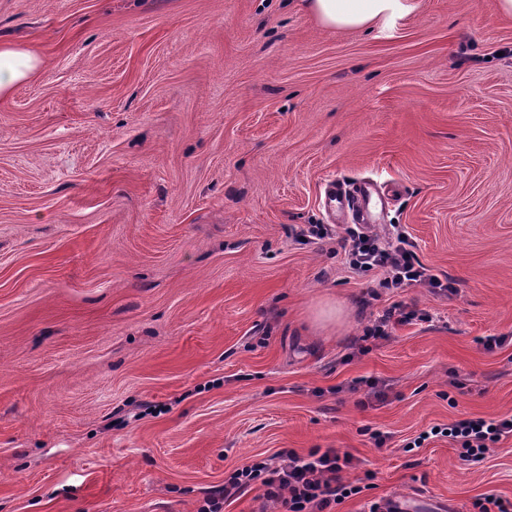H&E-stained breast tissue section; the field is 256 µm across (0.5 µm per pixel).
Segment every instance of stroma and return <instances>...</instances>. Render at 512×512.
<instances>
[{"mask_svg":"<svg viewBox=\"0 0 512 512\" xmlns=\"http://www.w3.org/2000/svg\"><path fill=\"white\" fill-rule=\"evenodd\" d=\"M414 3L366 32L297 0H0L44 62L0 98V512H199L312 448L358 460L335 512L512 501V436L465 463L429 434L512 415V17ZM363 179L453 293L297 242ZM396 305L428 319L359 353Z\"/></svg>","mask_w":512,"mask_h":512,"instance_id":"obj_1","label":"stroma"}]
</instances>
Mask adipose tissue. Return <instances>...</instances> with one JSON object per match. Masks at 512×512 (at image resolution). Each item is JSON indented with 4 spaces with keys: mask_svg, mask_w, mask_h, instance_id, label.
Returning a JSON list of instances; mask_svg holds the SVG:
<instances>
[{
    "mask_svg": "<svg viewBox=\"0 0 512 512\" xmlns=\"http://www.w3.org/2000/svg\"><path fill=\"white\" fill-rule=\"evenodd\" d=\"M303 5L323 25L347 30L387 22L403 8L401 0H303ZM41 67L42 60L36 53L0 41V97L32 79Z\"/></svg>",
    "mask_w": 512,
    "mask_h": 512,
    "instance_id": "adipose-tissue-1",
    "label": "adipose tissue"
}]
</instances>
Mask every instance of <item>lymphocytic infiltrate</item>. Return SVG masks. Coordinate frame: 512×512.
Instances as JSON below:
<instances>
[{
  "mask_svg": "<svg viewBox=\"0 0 512 512\" xmlns=\"http://www.w3.org/2000/svg\"><path fill=\"white\" fill-rule=\"evenodd\" d=\"M296 236L302 242L313 237L335 238L351 269L361 273L382 271V287L420 285L436 294L448 293L451 288L448 280L429 273L419 262L405 233L384 241L361 224L346 226L340 233L333 232L327 224H310L297 231ZM440 433L459 442L461 460L475 462L483 458L490 444L512 435V417L456 420L441 428ZM353 460L350 453L342 454L333 448H313L304 455L280 451L236 469L223 486L209 492L199 512H222L224 504L239 499L256 483L263 487L265 501L280 504L284 512H329L362 491L361 486L342 477L344 470L352 468Z\"/></svg>",
  "mask_w": 512,
  "mask_h": 512,
  "instance_id": "1",
  "label": "lymphocytic infiltrate"
}]
</instances>
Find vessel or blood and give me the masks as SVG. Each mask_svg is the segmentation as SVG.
<instances>
[{
  "mask_svg": "<svg viewBox=\"0 0 512 512\" xmlns=\"http://www.w3.org/2000/svg\"><path fill=\"white\" fill-rule=\"evenodd\" d=\"M384 194L376 184L363 180L351 185L332 183L324 191L323 207L335 219L350 224H375L377 200Z\"/></svg>",
  "mask_w": 512,
  "mask_h": 512,
  "instance_id": "vessel-or-blood-1",
  "label": "vessel or blood"
}]
</instances>
